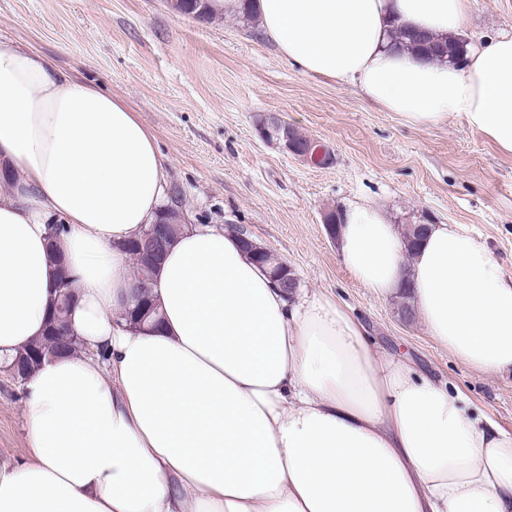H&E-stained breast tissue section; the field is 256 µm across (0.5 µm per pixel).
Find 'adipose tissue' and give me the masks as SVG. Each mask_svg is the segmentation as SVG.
I'll list each match as a JSON object with an SVG mask.
<instances>
[{
  "label": "adipose tissue",
  "mask_w": 512,
  "mask_h": 512,
  "mask_svg": "<svg viewBox=\"0 0 512 512\" xmlns=\"http://www.w3.org/2000/svg\"><path fill=\"white\" fill-rule=\"evenodd\" d=\"M250 8L291 66L414 126L462 117L512 156V34L456 63L392 25L462 36L468 0H215ZM169 160L121 98L0 40V359L44 336L58 295L47 223L87 353L25 380L27 459L0 462V512H512V433L458 389L375 351L327 294L296 301L236 234L187 226L156 272L159 328L120 314L125 244L151 223ZM339 258L379 296L408 292L432 338L488 376L512 371V277L483 241L432 225L413 256L372 205Z\"/></svg>",
  "instance_id": "obj_1"
}]
</instances>
